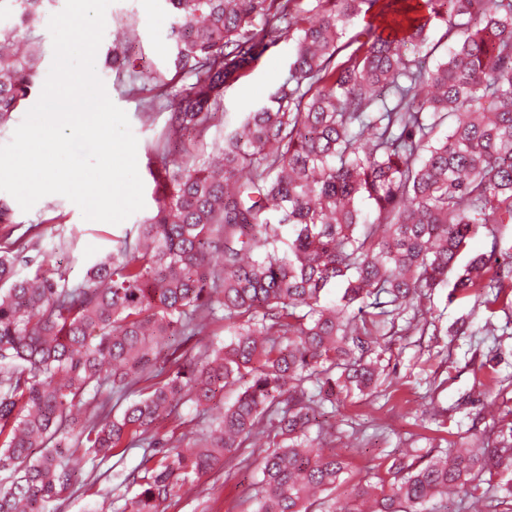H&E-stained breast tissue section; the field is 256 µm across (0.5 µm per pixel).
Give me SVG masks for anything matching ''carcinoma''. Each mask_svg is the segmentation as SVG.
I'll return each mask as SVG.
<instances>
[{
	"instance_id": "carcinoma-1",
	"label": "carcinoma",
	"mask_w": 512,
	"mask_h": 512,
	"mask_svg": "<svg viewBox=\"0 0 512 512\" xmlns=\"http://www.w3.org/2000/svg\"><path fill=\"white\" fill-rule=\"evenodd\" d=\"M380 1L379 23L342 42ZM52 4L0 0V127L42 82ZM166 4L172 76L130 83L146 110H170L150 147L161 162L149 168L151 213L77 284L16 269L38 224L0 247V512H57L86 464L133 448L142 456L122 483L137 492L123 512H165L182 485L239 456L259 462L252 512H335L349 464L319 449L336 436L317 420L322 406L372 395L388 317L411 309L418 328L421 300L468 241L512 223V0ZM288 38V79L211 146L221 161L209 164L202 137L224 89ZM105 65L123 80L127 45L109 46ZM177 151L184 160L168 159ZM503 276L493 256H475L449 298ZM336 284L339 302L321 304ZM192 339L197 351L181 350ZM187 402L206 430L160 433ZM504 470L512 432L494 447L396 459L390 478L353 485L340 512L468 509L475 497L479 512H508L512 496L493 483Z\"/></svg>"
}]
</instances>
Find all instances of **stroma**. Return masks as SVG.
<instances>
[{"mask_svg": "<svg viewBox=\"0 0 512 512\" xmlns=\"http://www.w3.org/2000/svg\"><path fill=\"white\" fill-rule=\"evenodd\" d=\"M103 45L126 38L130 64L136 71L161 72L171 53V17L164 0H113L105 15ZM294 43L280 41L258 66L224 91L223 111L206 142L221 139L242 112L267 102L288 76ZM103 82L112 102L124 110L138 140L137 162L144 183L146 207H153L154 183L147 171L148 147L167 126L168 114L144 112L139 95L129 93L114 77ZM20 227L40 223L36 249L21 254L16 264L25 273L67 271L83 280L88 267L112 245L113 236L131 228V221L111 224L84 220L80 209L60 195H48L30 211L15 209ZM449 287L432 289L424 333L405 331L381 337V376L373 395L349 397L325 405L323 422L336 428L329 451L344 456L351 483L364 479L370 467L402 458L427 461L439 452L441 438L462 448L476 439L496 440L512 421V287L503 289V303L486 310L477 297L449 300ZM364 430L359 444H350L352 429ZM112 461L97 468V495L75 488L58 512H88L96 496L106 497L110 512H122L128 490L116 479ZM260 478L257 467L243 468L234 478L217 469L186 483L166 512H227L229 506L253 501Z\"/></svg>", "mask_w": 512, "mask_h": 512, "instance_id": "35a3bbf8", "label": "stroma"}]
</instances>
